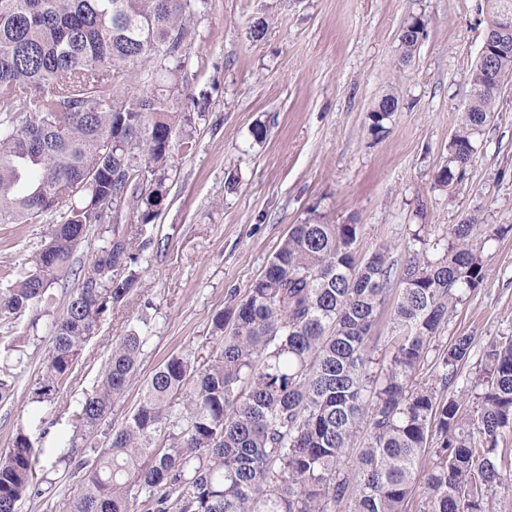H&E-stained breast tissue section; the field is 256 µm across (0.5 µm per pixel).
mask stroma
I'll return each mask as SVG.
<instances>
[{
    "instance_id": "1",
    "label": "stroma",
    "mask_w": 512,
    "mask_h": 512,
    "mask_svg": "<svg viewBox=\"0 0 512 512\" xmlns=\"http://www.w3.org/2000/svg\"><path fill=\"white\" fill-rule=\"evenodd\" d=\"M420 13L429 20L426 33L402 61L399 31ZM258 22L265 31L255 40L250 30ZM487 22L484 0H206L182 71L187 99L204 105L189 128L196 146L173 153L162 209L139 227L146 270L102 319L83 355L86 369L44 416L31 392L51 345L52 317L40 319L34 338L24 325L13 328L29 365L13 396L0 402V449L21 425L45 421L51 436L67 434L69 404L92 388L113 341L140 326L149 341L112 414L122 423L161 361L218 347L213 316L246 294L290 225L354 222L360 254L387 245L398 260L413 233L445 238L449 225L472 213L512 225V79L462 183L435 181ZM388 93L398 109L383 132H371L368 114ZM257 124L267 128L260 143L250 135ZM44 230L0 224V269L24 263ZM482 257L488 278L449 311L439 344L462 333L483 341L512 335V232L486 243ZM50 477L55 495L29 496L20 512H67L79 479L62 464Z\"/></svg>"
}]
</instances>
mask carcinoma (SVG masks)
Returning a JSON list of instances; mask_svg holds the SVG:
<instances>
[{"label": "carcinoma", "instance_id": "1", "mask_svg": "<svg viewBox=\"0 0 512 512\" xmlns=\"http://www.w3.org/2000/svg\"><path fill=\"white\" fill-rule=\"evenodd\" d=\"M205 0H0V224H45L28 266L0 288V324L51 313L52 290L77 287L51 321L52 343L31 400L47 410L75 383L102 315L139 283L132 228L166 199L174 150L193 149L179 76ZM417 22L427 28L428 19ZM415 22V23H417ZM415 23L399 35L417 48ZM469 94L435 174L459 184L498 96ZM387 95L368 114L380 132ZM110 238L88 266L76 249L94 228ZM512 225L471 215L446 242L415 233L404 259L357 251L358 224H292L247 294L212 318L220 348L173 354L146 379L119 426L112 412L137 373L148 336L112 342L96 385L77 399L56 460L83 476L70 512H484L486 494L512 497V336L462 334L433 348L448 310L481 287L486 242ZM399 293L389 301L394 283ZM391 305L386 368L376 370L379 316ZM473 410L453 394L477 345ZM435 352L434 381H418ZM28 365L11 343L0 355V401ZM363 437L356 465L344 458ZM107 440L98 447L97 438ZM48 454L24 426L0 453V512L39 489Z\"/></svg>", "mask_w": 512, "mask_h": 512}]
</instances>
